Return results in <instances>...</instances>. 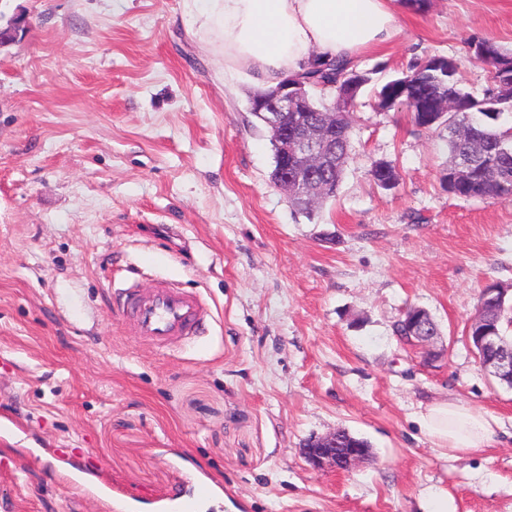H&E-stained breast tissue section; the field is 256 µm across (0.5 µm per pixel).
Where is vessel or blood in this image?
Returning <instances> with one entry per match:
<instances>
[{
  "label": "vessel or blood",
  "instance_id": "obj_1",
  "mask_svg": "<svg viewBox=\"0 0 512 512\" xmlns=\"http://www.w3.org/2000/svg\"><path fill=\"white\" fill-rule=\"evenodd\" d=\"M116 311L133 324L137 335L160 349L202 333L210 314L199 295L169 287L163 282L146 290H128L117 302ZM209 492V487L204 484L189 493L172 490L163 499V512H199V504Z\"/></svg>",
  "mask_w": 512,
  "mask_h": 512
}]
</instances>
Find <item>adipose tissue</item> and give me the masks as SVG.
Here are the masks:
<instances>
[{"instance_id": "obj_1", "label": "adipose tissue", "mask_w": 512, "mask_h": 512, "mask_svg": "<svg viewBox=\"0 0 512 512\" xmlns=\"http://www.w3.org/2000/svg\"><path fill=\"white\" fill-rule=\"evenodd\" d=\"M200 29L219 36L231 62L277 85L314 59L355 60L396 32L394 0H184ZM430 437L459 453L488 447L498 421L441 401L423 417Z\"/></svg>"}]
</instances>
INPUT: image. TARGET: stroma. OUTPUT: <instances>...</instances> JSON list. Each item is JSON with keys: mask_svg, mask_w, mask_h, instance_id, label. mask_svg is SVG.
Wrapping results in <instances>:
<instances>
[{"mask_svg": "<svg viewBox=\"0 0 512 512\" xmlns=\"http://www.w3.org/2000/svg\"><path fill=\"white\" fill-rule=\"evenodd\" d=\"M0 512H117L71 477L111 480L135 512L172 487L221 484L200 512H512V389L478 364L466 327L491 282L512 292V199L441 183L445 127L374 90L414 61L462 62L468 40L512 49V0L401 10L351 108V159L314 218L273 186L248 71L224 63L183 0H0ZM392 162L395 188L371 179ZM164 278L210 308L203 336L166 350L112 308ZM413 306L441 361L400 343ZM500 420L492 445L439 447V400ZM343 428L372 457L314 469L301 448Z\"/></svg>", "mask_w": 512, "mask_h": 512, "instance_id": "obj_1", "label": "stroma"}]
</instances>
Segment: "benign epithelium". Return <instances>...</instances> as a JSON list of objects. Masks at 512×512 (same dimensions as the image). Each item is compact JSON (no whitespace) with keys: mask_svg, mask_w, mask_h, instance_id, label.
I'll list each match as a JSON object with an SVG mask.
<instances>
[{"mask_svg":"<svg viewBox=\"0 0 512 512\" xmlns=\"http://www.w3.org/2000/svg\"><path fill=\"white\" fill-rule=\"evenodd\" d=\"M262 125L275 137L278 147V166L273 185L295 198L320 187L323 174L335 165L333 133L336 131V112L350 109L349 99L336 100L321 122L288 124V113L305 111L302 83L299 76L282 79L275 93L255 105ZM432 317L423 308H414L400 327L403 337L424 350L426 362L441 360L442 350L433 348L438 331L430 328ZM484 371L498 380H512V347L502 343V336L493 329L483 328L470 343ZM304 458L317 469L348 471L370 457V449L351 444L336 447V432L309 442L301 450Z\"/></svg>","mask_w":512,"mask_h":512,"instance_id":"7a95c632","label":"benign epithelium"}]
</instances>
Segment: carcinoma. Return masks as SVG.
<instances>
[{
	"instance_id": "carcinoma-1",
	"label": "carcinoma",
	"mask_w": 512,
	"mask_h": 512,
	"mask_svg": "<svg viewBox=\"0 0 512 512\" xmlns=\"http://www.w3.org/2000/svg\"><path fill=\"white\" fill-rule=\"evenodd\" d=\"M486 47L480 62L489 67L490 85L478 98L463 87V77L457 59L443 55H431L415 62L410 71L396 77L376 93V98L387 109L404 105L411 112L413 123L426 127L422 108L429 100L442 95L457 101L460 112L456 121L473 119L470 133L458 138L448 133V155L453 159L463 156L471 162L467 178L455 185L452 195L466 199H499L512 197V146L500 144L504 126L501 115L512 112V89L499 81L504 73H512V52H506L490 38H477L469 42L470 49ZM357 81L363 87L371 82L366 73L356 72L347 61L318 62L302 73V84L309 103V111L298 116L315 119L318 112L327 110L333 100L341 97L347 79ZM350 124H344L336 142V170L326 179L341 184L350 159ZM372 181L381 188H388L385 180L396 178V171L389 161H379L370 170Z\"/></svg>"
}]
</instances>
